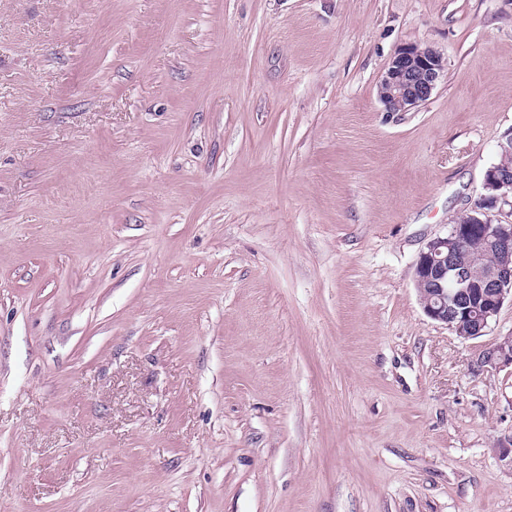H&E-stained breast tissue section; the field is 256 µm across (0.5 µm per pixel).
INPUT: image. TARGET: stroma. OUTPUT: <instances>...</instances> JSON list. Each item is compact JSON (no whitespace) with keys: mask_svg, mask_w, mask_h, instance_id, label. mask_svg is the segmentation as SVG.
Segmentation results:
<instances>
[{"mask_svg":"<svg viewBox=\"0 0 512 512\" xmlns=\"http://www.w3.org/2000/svg\"><path fill=\"white\" fill-rule=\"evenodd\" d=\"M511 131L512 0H0V512H512L413 282ZM445 69L434 49L407 46L390 62L378 87L386 111L406 112L426 102Z\"/></svg>","mask_w":512,"mask_h":512,"instance_id":"1","label":"stroma"}]
</instances>
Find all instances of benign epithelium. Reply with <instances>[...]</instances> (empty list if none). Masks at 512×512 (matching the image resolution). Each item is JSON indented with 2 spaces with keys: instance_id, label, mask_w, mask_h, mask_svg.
<instances>
[{
  "instance_id": "7a95c632",
  "label": "benign epithelium",
  "mask_w": 512,
  "mask_h": 512,
  "mask_svg": "<svg viewBox=\"0 0 512 512\" xmlns=\"http://www.w3.org/2000/svg\"><path fill=\"white\" fill-rule=\"evenodd\" d=\"M445 69L431 48L407 46L390 62L378 87L388 112H406L426 102ZM512 208V167L502 162L485 173L482 193L468 210L465 224H452L427 242L414 269V285L424 312L463 340L478 338L512 302V224L495 220ZM479 238L494 255L491 263L471 253ZM480 367L512 368V334L501 336L477 360Z\"/></svg>"
}]
</instances>
